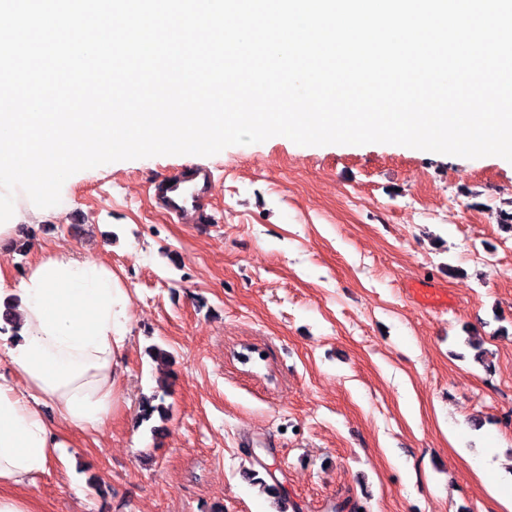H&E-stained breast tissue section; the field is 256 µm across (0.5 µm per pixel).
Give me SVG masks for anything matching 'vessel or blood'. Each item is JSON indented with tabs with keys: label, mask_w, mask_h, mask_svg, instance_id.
<instances>
[{
	"label": "vessel or blood",
	"mask_w": 512,
	"mask_h": 512,
	"mask_svg": "<svg viewBox=\"0 0 512 512\" xmlns=\"http://www.w3.org/2000/svg\"><path fill=\"white\" fill-rule=\"evenodd\" d=\"M213 177L208 169L194 167L175 176L159 179L155 194L162 207L173 218H200L211 195Z\"/></svg>",
	"instance_id": "obj_1"
}]
</instances>
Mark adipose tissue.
<instances>
[{
  "instance_id": "adipose-tissue-1",
  "label": "adipose tissue",
  "mask_w": 512,
  "mask_h": 512,
  "mask_svg": "<svg viewBox=\"0 0 512 512\" xmlns=\"http://www.w3.org/2000/svg\"><path fill=\"white\" fill-rule=\"evenodd\" d=\"M3 300L14 327L0 333V512H34L19 487L47 471L67 433L101 429L120 408L130 297L107 262L57 250L18 281L0 270Z\"/></svg>"
}]
</instances>
